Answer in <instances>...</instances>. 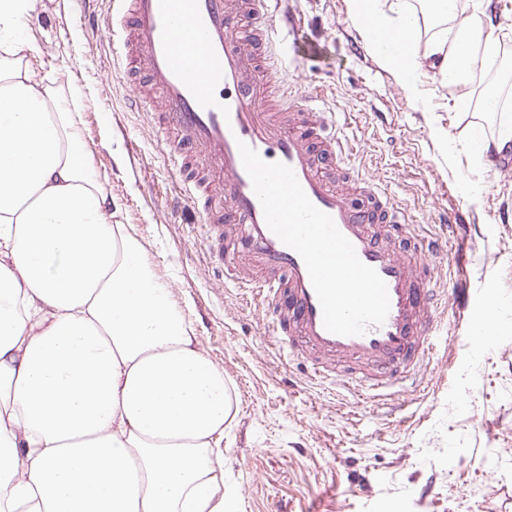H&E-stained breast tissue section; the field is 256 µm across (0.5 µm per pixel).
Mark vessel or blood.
<instances>
[{
    "mask_svg": "<svg viewBox=\"0 0 512 512\" xmlns=\"http://www.w3.org/2000/svg\"><path fill=\"white\" fill-rule=\"evenodd\" d=\"M104 30L119 59L115 74L143 73L147 87L129 89L132 110L156 115L162 156L176 180L177 201L197 211L211 237L237 225L240 247L213 249L225 277L272 312L274 341L288 355L313 354L311 377L374 400L398 396L434 349L439 294L422 258L398 254L380 227L413 220L380 191L362 209L325 175L344 168L353 144L309 93L294 97L265 51L297 24L283 0H108ZM248 145L263 160L286 164L310 201L334 220L359 259L385 281V322L359 336L326 330L322 309L300 255L268 228L241 160ZM266 271L246 279L241 266Z\"/></svg>",
    "mask_w": 512,
    "mask_h": 512,
    "instance_id": "vessel-or-blood-1",
    "label": "vessel or blood"
}]
</instances>
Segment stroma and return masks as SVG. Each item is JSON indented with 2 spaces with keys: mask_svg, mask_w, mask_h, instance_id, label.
<instances>
[{
  "mask_svg": "<svg viewBox=\"0 0 512 512\" xmlns=\"http://www.w3.org/2000/svg\"><path fill=\"white\" fill-rule=\"evenodd\" d=\"M302 34L325 46L315 60L294 56L291 38L272 64L289 85L322 90L341 133L357 144L348 166L405 207L430 239L443 300L439 341L419 388L400 401H365L312 382L309 362L278 351L270 318L247 305L211 258L202 224L169 207L171 177L147 112L128 111L109 81L112 47L95 17L106 0H36L28 21L43 72L83 97L76 121L97 179L112 197L113 223L127 224L140 256L224 373L235 414L224 428V479L241 512H512V168L485 163L467 124L494 131L480 84L467 100L432 75L410 95L368 52L348 19V0H288ZM480 34L507 32L482 75L499 80L512 111V0H463ZM469 289L460 316L455 291ZM492 318L481 349L472 325ZM433 491L419 496L422 485Z\"/></svg>",
  "mask_w": 512,
  "mask_h": 512,
  "instance_id": "35a3bbf8",
  "label": "stroma"
}]
</instances>
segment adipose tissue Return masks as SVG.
Segmentation results:
<instances>
[{
    "mask_svg": "<svg viewBox=\"0 0 512 512\" xmlns=\"http://www.w3.org/2000/svg\"><path fill=\"white\" fill-rule=\"evenodd\" d=\"M34 3L0 0V512H238L224 373L113 223L77 91L31 62ZM427 4L349 0V17L409 90L425 70L469 85L497 37L476 45L456 0Z\"/></svg>",
    "mask_w": 512,
    "mask_h": 512,
    "instance_id": "ef3b65f1",
    "label": "adipose tissue"
}]
</instances>
